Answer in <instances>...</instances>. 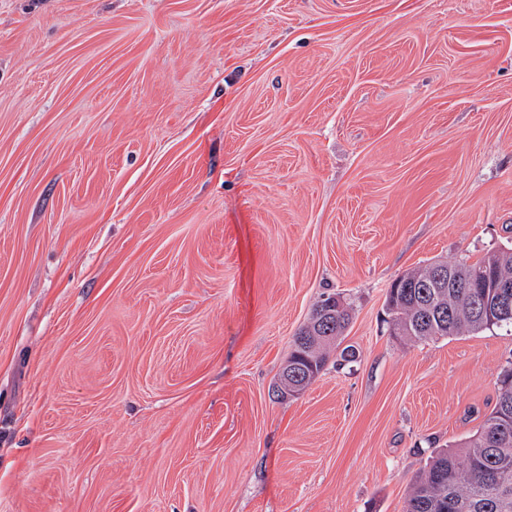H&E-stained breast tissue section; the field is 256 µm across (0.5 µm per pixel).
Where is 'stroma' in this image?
Listing matches in <instances>:
<instances>
[{"mask_svg": "<svg viewBox=\"0 0 512 512\" xmlns=\"http://www.w3.org/2000/svg\"><path fill=\"white\" fill-rule=\"evenodd\" d=\"M510 247L512 0H0V512H403L512 333L387 290ZM332 300L336 302V296L322 299L313 309L307 325L295 337L293 348L281 370L282 372L285 369L279 387L285 396H289V391L292 390L288 387V380L290 383L299 384L301 393L323 371L331 353L335 349L337 351L341 344L351 314L347 305L341 312L330 313L333 311H329L325 304ZM319 320L320 326L317 327L316 322ZM302 339L305 340L304 343L300 342ZM288 371H297L298 375L290 376Z\"/></svg>", "mask_w": 512, "mask_h": 512, "instance_id": "obj_1", "label": "stroma"}]
</instances>
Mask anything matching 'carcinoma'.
I'll use <instances>...</instances> for the list:
<instances>
[{"label": "carcinoma", "mask_w": 512, "mask_h": 512, "mask_svg": "<svg viewBox=\"0 0 512 512\" xmlns=\"http://www.w3.org/2000/svg\"><path fill=\"white\" fill-rule=\"evenodd\" d=\"M437 267L444 271L446 287L428 288ZM493 278L512 282V248L473 264L438 261L408 272L399 280L409 287L388 291V322L395 335L414 342L494 327L512 332V319L481 317L492 300L486 283ZM332 300L328 296L315 306L285 362L293 372L289 382L301 391L323 371L349 325V308L332 314L326 307ZM404 512H512L511 369L502 375L496 404L478 430L456 448L437 452L411 484Z\"/></svg>", "instance_id": "1"}]
</instances>
